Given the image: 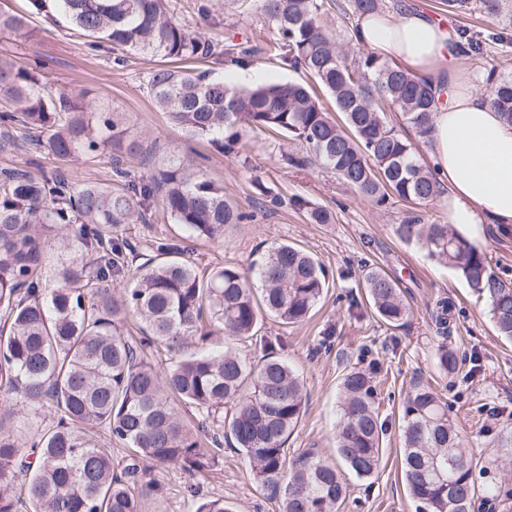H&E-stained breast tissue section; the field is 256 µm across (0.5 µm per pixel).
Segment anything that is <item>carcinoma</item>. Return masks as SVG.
<instances>
[{"label":"carcinoma","mask_w":512,"mask_h":512,"mask_svg":"<svg viewBox=\"0 0 512 512\" xmlns=\"http://www.w3.org/2000/svg\"><path fill=\"white\" fill-rule=\"evenodd\" d=\"M263 12L276 36L258 49L219 46L174 16L172 0H57L83 35L112 50L172 60L204 57L224 66L252 67L267 55L305 73L302 82L237 87L168 67L150 71L155 107L190 139H205L226 154L245 152L266 135L291 140L301 153L378 207L393 197L424 204L444 193L424 161L435 99L431 85L371 52L352 56L336 43L326 0H239ZM448 13L478 14L512 25V0H443ZM388 8L387 0H348L360 18ZM24 18L0 12V34H18ZM457 55L485 60L480 92L512 122V75L499 71L486 43L457 27ZM0 152L26 149L54 160V176L39 163L0 169V512H143L146 498L166 488L155 467L195 476L218 463L224 442L247 460L257 490L279 512H338L349 495L346 475L376 477L385 421L379 416L380 365L342 374L336 409L341 464L311 453L289 455L288 437L306 403L303 378L276 356L280 336H262L253 356L238 344L273 318L305 321L329 287L324 266L288 242H276L248 271L217 267L207 274L188 249L159 242L143 258L112 229L143 224L159 206L191 239L224 242V231L246 215L224 198V187L185 155L174 154L138 178L124 158L140 153V136L122 113L102 108L75 89L50 90L39 63L19 66L0 53ZM400 114L417 141L401 135L388 115ZM339 117H334V114ZM108 154L112 182L82 185L64 165ZM292 208L313 224L330 212L294 196ZM406 244L454 270L489 309L497 334L512 340V281L497 276L485 253L451 224L409 216L394 227ZM54 285L46 287L47 274ZM134 285L114 293L115 282ZM357 287L379 320L400 326L408 307L398 283L361 266ZM144 324L128 339L129 316ZM156 343L172 356L157 366L146 354ZM436 367L455 376L459 356L438 347ZM195 411L188 425L176 403ZM48 415L51 426L27 444L14 427L19 412ZM402 469L416 512H474V458L448 419V405L427 383L404 400ZM124 446L121 469L98 432ZM500 512H512L504 480L489 493Z\"/></svg>","instance_id":"obj_1"}]
</instances>
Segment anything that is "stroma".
<instances>
[{
	"mask_svg": "<svg viewBox=\"0 0 512 512\" xmlns=\"http://www.w3.org/2000/svg\"><path fill=\"white\" fill-rule=\"evenodd\" d=\"M203 3L209 5L210 16L199 14L197 7ZM0 8L27 19L25 35H0V52L13 55L24 66L42 61L49 89L78 86L89 90L98 104L123 112L129 130L145 135L144 146L154 159L174 152L202 155L207 172L223 184L225 198L250 213L246 224L225 231L224 243L194 242L190 258L200 269L233 265L245 270L258 248L287 241L318 258L328 271L329 286L309 319L287 327L268 319L260 333L285 338L282 354L307 389L305 414L288 439L294 456L312 450L326 461H335L334 423L343 368L364 366L374 358L382 365L380 414L388 431L382 439L381 470L371 482L349 478L343 512H415L400 470V425L402 404L420 381L432 385L447 401L449 417L477 461L478 489L501 480L512 457L498 445L499 437L512 430V342L497 336L486 304L455 271L432 262L423 250L402 243L393 233L395 224L413 213L429 224L446 222L445 198L418 206L393 200L378 207L320 167L289 166L285 157L299 153L297 145L261 138L247 156L234 157L207 141L187 140L167 114L156 109L144 85L147 72L163 66V58L133 55L124 66L113 65L111 46H90L88 37L56 11L53 0H46L39 10L30 0H0ZM176 9L183 23L216 43L259 45L275 34L259 9L241 10L236 0H176ZM255 176L284 198V205L268 213L260 210L251 185ZM294 195L329 209L333 223H309L303 212L287 205V198ZM478 231L495 274L512 280V229L483 224ZM121 233L141 246L159 239L180 243L187 235L182 225L159 210L147 223L125 225ZM364 263L399 284L409 308L403 326L380 321L365 303L350 310V298L361 291L355 279L342 280L338 274ZM440 299L453 306L444 329L436 328L431 317ZM442 343L459 356L476 360L470 377L439 374L434 354ZM154 475L167 495L145 502V512H195L203 498L224 499L235 512H278L277 503L257 492L243 456L231 449L195 480L200 498L186 495L185 487L193 480L180 469H158Z\"/></svg>",
	"mask_w": 512,
	"mask_h": 512,
	"instance_id": "35a3bbf8",
	"label": "stroma"
}]
</instances>
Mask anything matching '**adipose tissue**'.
Instances as JSON below:
<instances>
[{"instance_id":"ef3b65f1","label":"adipose tissue","mask_w":512,"mask_h":512,"mask_svg":"<svg viewBox=\"0 0 512 512\" xmlns=\"http://www.w3.org/2000/svg\"><path fill=\"white\" fill-rule=\"evenodd\" d=\"M452 30L414 12L359 18L355 44L428 79L436 99L426 161L448 191V221L512 225V123L448 65Z\"/></svg>"}]
</instances>
